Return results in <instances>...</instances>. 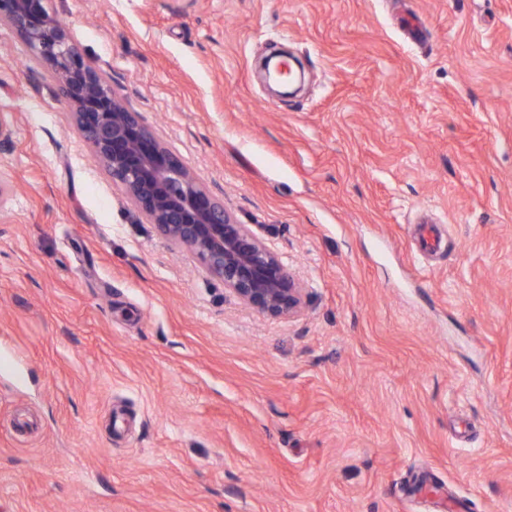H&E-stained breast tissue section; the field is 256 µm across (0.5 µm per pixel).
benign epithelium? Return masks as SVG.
<instances>
[{"instance_id":"benign-epithelium-1","label":"benign epithelium","mask_w":512,"mask_h":512,"mask_svg":"<svg viewBox=\"0 0 512 512\" xmlns=\"http://www.w3.org/2000/svg\"><path fill=\"white\" fill-rule=\"evenodd\" d=\"M2 23L50 67L73 123L112 183L163 238L188 251L242 305L271 318L302 312L304 288L297 276L83 59L69 27L45 0H0Z\"/></svg>"}]
</instances>
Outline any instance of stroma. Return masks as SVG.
Wrapping results in <instances>:
<instances>
[{"label": "stroma", "mask_w": 512, "mask_h": 512, "mask_svg": "<svg viewBox=\"0 0 512 512\" xmlns=\"http://www.w3.org/2000/svg\"><path fill=\"white\" fill-rule=\"evenodd\" d=\"M47 7L305 306L162 238L0 25V512H512V0Z\"/></svg>", "instance_id": "1"}]
</instances>
